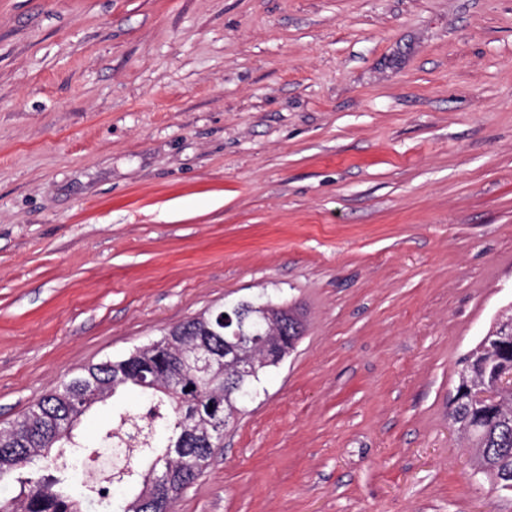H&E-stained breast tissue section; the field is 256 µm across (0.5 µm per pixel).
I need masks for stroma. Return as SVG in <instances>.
Wrapping results in <instances>:
<instances>
[{"mask_svg": "<svg viewBox=\"0 0 512 512\" xmlns=\"http://www.w3.org/2000/svg\"><path fill=\"white\" fill-rule=\"evenodd\" d=\"M263 293L305 334L175 512H512L448 417L512 306V0H0V429Z\"/></svg>", "mask_w": 512, "mask_h": 512, "instance_id": "stroma-1", "label": "stroma"}]
</instances>
